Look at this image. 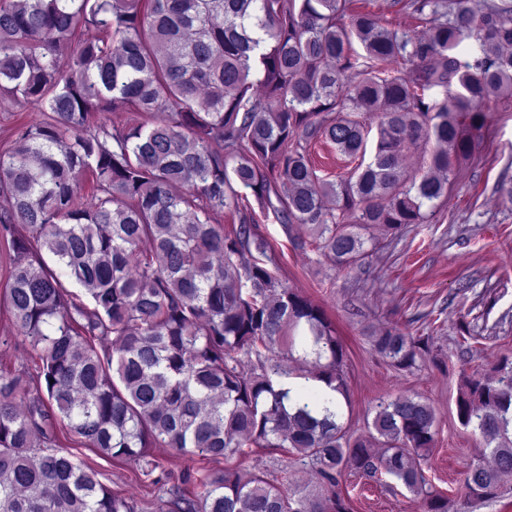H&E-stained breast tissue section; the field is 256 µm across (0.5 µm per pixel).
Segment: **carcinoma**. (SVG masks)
<instances>
[{
    "instance_id": "carcinoma-1",
    "label": "carcinoma",
    "mask_w": 512,
    "mask_h": 512,
    "mask_svg": "<svg viewBox=\"0 0 512 512\" xmlns=\"http://www.w3.org/2000/svg\"><path fill=\"white\" fill-rule=\"evenodd\" d=\"M409 6L425 23L419 36L351 0H0V101L42 106L0 152V305L34 353L33 367L0 372V512H136L60 449L61 433L102 458L137 459L154 485L172 474L153 477V448L208 464L286 448L324 491L309 497L234 467L189 471L179 482L197 491L173 485L167 512H348V469L385 473L423 512H448L421 465L437 422L422 396L380 401L368 439L328 406L320 418L304 399L285 406L288 362L310 357L349 401L345 354L321 308L277 275L240 193L282 224L312 227L340 269L367 257L361 231L396 233L435 213L472 151L482 103L512 96V5ZM471 37L480 54L465 60L458 48ZM119 107L144 121H92ZM362 112L376 122L371 161L322 179L309 143L365 158ZM430 144L428 170L404 178L405 150ZM87 176L89 205L76 194ZM228 212L239 224L227 232ZM372 343L399 370L442 364L432 337L397 326ZM493 371L465 377L457 397L462 425L493 459L466 473L477 499L512 478V362Z\"/></svg>"
}]
</instances>
